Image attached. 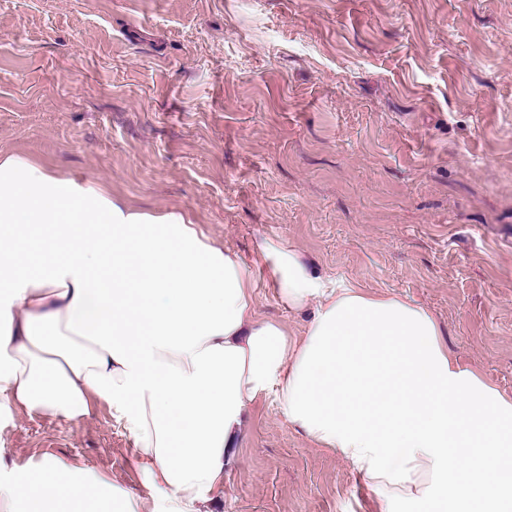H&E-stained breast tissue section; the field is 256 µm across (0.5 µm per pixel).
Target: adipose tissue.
<instances>
[{
  "label": "adipose tissue",
  "mask_w": 512,
  "mask_h": 512,
  "mask_svg": "<svg viewBox=\"0 0 512 512\" xmlns=\"http://www.w3.org/2000/svg\"><path fill=\"white\" fill-rule=\"evenodd\" d=\"M260 267L285 305H314L297 340L260 318ZM269 394L381 512H512V397L449 356L426 308L312 275L280 243L247 262L184 212L0 154V420L121 405L144 487L165 512H208L244 412ZM80 473L49 460L21 481L0 464V512H73L102 488L141 512L128 489Z\"/></svg>",
  "instance_id": "adipose-tissue-1"
}]
</instances>
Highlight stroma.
<instances>
[{
    "label": "stroma",
    "mask_w": 512,
    "mask_h": 512,
    "mask_svg": "<svg viewBox=\"0 0 512 512\" xmlns=\"http://www.w3.org/2000/svg\"><path fill=\"white\" fill-rule=\"evenodd\" d=\"M0 152L416 301L512 396V0H0ZM257 294L289 337L312 317ZM237 445L214 512H374L274 398ZM133 448L103 400L0 428L20 475L62 459L141 495Z\"/></svg>",
    "instance_id": "1"
}]
</instances>
